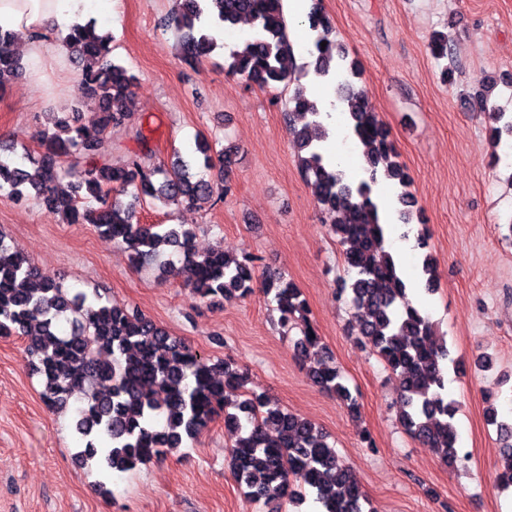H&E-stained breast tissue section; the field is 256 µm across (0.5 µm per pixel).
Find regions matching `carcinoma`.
<instances>
[{
  "label": "carcinoma",
  "mask_w": 512,
  "mask_h": 512,
  "mask_svg": "<svg viewBox=\"0 0 512 512\" xmlns=\"http://www.w3.org/2000/svg\"><path fill=\"white\" fill-rule=\"evenodd\" d=\"M231 27L242 16L253 23L224 61L225 74L237 76L262 89H275L292 80L288 64L294 57L282 0H175L174 9L161 21L183 33L181 60L196 66L217 48L210 28L202 23ZM301 25L315 34L308 48L314 72L335 82L336 98L348 127L365 146L368 178L356 183L324 160L322 146L329 138L321 120L320 105L298 92L289 100L285 120L294 138L302 177L315 187L317 204L329 231L343 246L347 267L354 271L350 305L358 319V344L370 347L396 375L400 422L422 445L430 448L450 468L469 458L458 444L453 424L457 404L448 397L445 370L448 347L433 340L426 313L407 299V285L396 261L385 251L384 228L373 199L378 181L401 187L397 201L399 219L425 223L414 212L412 183L390 132L370 110L363 89L353 79L361 73L347 48L329 39L331 20L312 0ZM93 26L64 36L63 46L84 60L86 101L39 133L44 150L26 159L37 166L32 182L20 165L0 156V189L10 187L20 200L36 199L61 214L66 224H91L97 231L122 243L141 267L161 263L159 270L174 272L162 256L176 251L192 267V292L200 300H232L252 293L255 259L230 257L221 249L203 256L191 246L193 235L181 225L163 228L141 224L137 206L150 198L164 206L199 208L214 195L206 178L213 166L208 140L196 142L201 157H181L167 168L154 161L142 134L139 151L120 162L97 155L96 142L85 134L89 121L106 131L124 123L123 101L135 76L109 60L111 37L91 32ZM15 38L0 31V91L23 73L22 56ZM326 46H321V43ZM428 49L441 68L444 81L452 82L457 69L449 57L448 34L436 31ZM493 77L480 78L481 90L467 99L489 123V140L498 144L512 138V113L490 102L496 86ZM122 196L131 200L124 203ZM263 291L273 296L279 312L277 325L286 329L302 321L297 350L304 359L318 357L324 346L306 316L300 290L282 276L269 275ZM0 335L17 336L25 343L27 365L42 376L41 398L46 406L65 404L74 393L85 396L77 409L76 432L84 443L76 453L80 468L125 472L137 464L173 453L185 441H196L214 417L224 415V427L233 434L228 466L250 500H265L282 507L300 499L296 484L307 487L322 512H363L365 495L349 466L315 425L279 408L268 407L260 396L240 400L232 394L245 388L247 373L231 358L211 362L181 339L157 326L138 311L110 299L70 293L43 276L22 254L13 252L0 237ZM309 378L354 410L356 399L342 383L336 368L320 362L307 369ZM497 430L503 460L497 480L512 486V411L487 410Z\"/></svg>",
  "instance_id": "carcinoma-1"
}]
</instances>
